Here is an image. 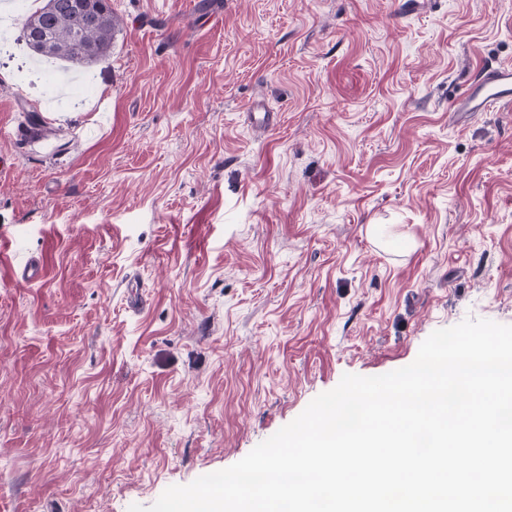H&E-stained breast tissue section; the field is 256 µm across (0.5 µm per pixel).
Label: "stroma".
I'll return each mask as SVG.
<instances>
[{"mask_svg": "<svg viewBox=\"0 0 512 512\" xmlns=\"http://www.w3.org/2000/svg\"><path fill=\"white\" fill-rule=\"evenodd\" d=\"M112 10L86 73L0 56V512L151 506L343 374L512 325V107L449 109L512 0Z\"/></svg>", "mask_w": 512, "mask_h": 512, "instance_id": "stroma-1", "label": "stroma"}]
</instances>
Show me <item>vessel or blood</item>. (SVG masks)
Segmentation results:
<instances>
[{"instance_id":"obj_1","label":"vessel or blood","mask_w":512,"mask_h":512,"mask_svg":"<svg viewBox=\"0 0 512 512\" xmlns=\"http://www.w3.org/2000/svg\"><path fill=\"white\" fill-rule=\"evenodd\" d=\"M511 104L512 65L498 63L482 66L451 109L455 112H486Z\"/></svg>"}]
</instances>
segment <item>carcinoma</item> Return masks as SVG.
I'll return each instance as SVG.
<instances>
[{"mask_svg": "<svg viewBox=\"0 0 512 512\" xmlns=\"http://www.w3.org/2000/svg\"><path fill=\"white\" fill-rule=\"evenodd\" d=\"M46 0L22 22L20 40L38 57L57 59L74 66L94 64L112 52L121 21L110 0Z\"/></svg>", "mask_w": 512, "mask_h": 512, "instance_id": "1", "label": "carcinoma"}]
</instances>
